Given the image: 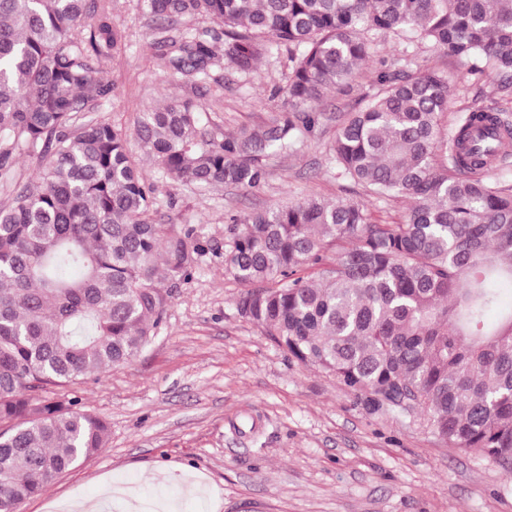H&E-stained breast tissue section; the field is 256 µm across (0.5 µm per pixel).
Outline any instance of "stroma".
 <instances>
[{
	"instance_id": "1",
	"label": "stroma",
	"mask_w": 512,
	"mask_h": 512,
	"mask_svg": "<svg viewBox=\"0 0 512 512\" xmlns=\"http://www.w3.org/2000/svg\"><path fill=\"white\" fill-rule=\"evenodd\" d=\"M109 10L125 48L107 65L112 94L99 119L130 129L172 100L191 102L210 129L227 134L282 116L273 92L290 68L287 57L260 61L247 74L223 64L209 78L173 82L140 0H109ZM380 59L398 75L429 68L447 77L443 131L473 107L512 117V87L495 70L478 72L471 59L381 37L352 90L321 102L325 121L294 152L263 157L268 175L259 190L182 187L141 157L156 186L155 222L192 225L211 248L193 278L174 289L132 364L53 388L52 397L79 398L102 417L108 442L16 512H55V504L75 501L126 512L129 502L156 499L174 512H512V461L448 447L421 421L371 412L333 376L288 360L240 316L243 288L224 274L230 214L314 196L361 200L376 222H398L405 200L365 195L338 178L330 155L339 122L375 93ZM251 418L258 436L234 433L233 424ZM106 483L117 493L105 500Z\"/></svg>"
}]
</instances>
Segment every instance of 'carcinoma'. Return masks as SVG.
Returning <instances> with one entry per match:
<instances>
[{
	"label": "carcinoma",
	"instance_id": "1",
	"mask_svg": "<svg viewBox=\"0 0 512 512\" xmlns=\"http://www.w3.org/2000/svg\"><path fill=\"white\" fill-rule=\"evenodd\" d=\"M172 79L224 62L251 71L284 49V115L223 135L170 103L144 113L143 154L175 183L256 189L261 156L288 152L346 91L379 34L431 43L512 79V0H143ZM124 35L97 0H0V174L41 148L34 181L0 205V512H16L105 447L106 422L79 400L34 392L98 379L133 361L190 280L206 241L152 220L154 186L122 128L92 116L112 92L104 67ZM376 93L340 122L337 176L404 197L394 224L359 200L308 197L231 218L224 271L248 287L239 314L289 359L333 375L372 412L423 423L448 446L512 457V190L481 177L506 158L512 125L473 110L449 138L447 79L375 69ZM167 281L169 288L162 286Z\"/></svg>",
	"mask_w": 512,
	"mask_h": 512
}]
</instances>
